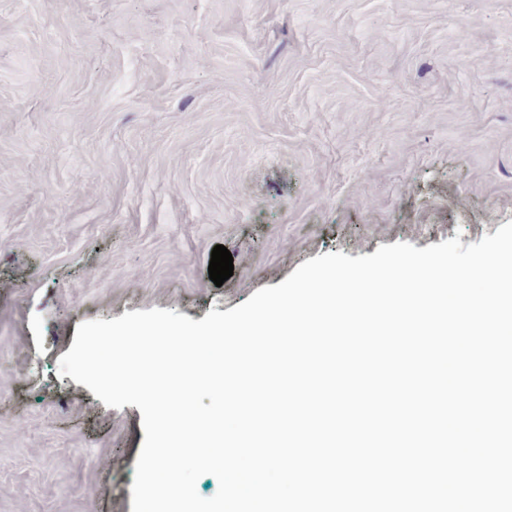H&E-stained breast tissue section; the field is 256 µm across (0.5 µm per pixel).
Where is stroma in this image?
<instances>
[{
	"label": "stroma",
	"instance_id": "1",
	"mask_svg": "<svg viewBox=\"0 0 512 512\" xmlns=\"http://www.w3.org/2000/svg\"><path fill=\"white\" fill-rule=\"evenodd\" d=\"M510 221L512 0H0V512H132L82 322Z\"/></svg>",
	"mask_w": 512,
	"mask_h": 512
}]
</instances>
